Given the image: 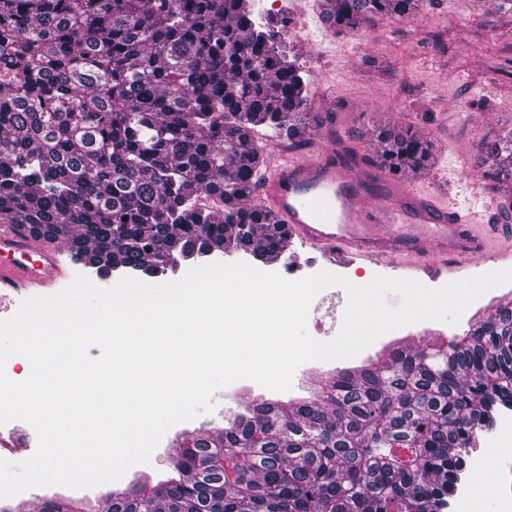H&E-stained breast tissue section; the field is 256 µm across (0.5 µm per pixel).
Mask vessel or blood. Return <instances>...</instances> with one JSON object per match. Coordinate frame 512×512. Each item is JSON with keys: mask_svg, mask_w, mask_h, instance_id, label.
Segmentation results:
<instances>
[{"mask_svg": "<svg viewBox=\"0 0 512 512\" xmlns=\"http://www.w3.org/2000/svg\"><path fill=\"white\" fill-rule=\"evenodd\" d=\"M254 194L269 223L288 228L275 261L314 254L331 267L368 263L399 278H468L474 262H494L485 238L512 244V225L497 199L464 213L412 183L381 178L335 144L259 158ZM59 242L37 240L0 220V292L21 299L56 294L68 276Z\"/></svg>", "mask_w": 512, "mask_h": 512, "instance_id": "b4317fda", "label": "vessel or blood"}]
</instances>
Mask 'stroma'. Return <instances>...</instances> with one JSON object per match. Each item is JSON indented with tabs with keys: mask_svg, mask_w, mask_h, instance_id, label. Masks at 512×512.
Instances as JSON below:
<instances>
[{
	"mask_svg": "<svg viewBox=\"0 0 512 512\" xmlns=\"http://www.w3.org/2000/svg\"><path fill=\"white\" fill-rule=\"evenodd\" d=\"M410 17H377L360 31L331 29L322 17L323 0H284L285 14L309 51L298 63L308 81L312 109L333 105L330 122L315 126L316 143L339 142L356 157L377 164L380 130L410 131L430 144L425 165L406 168L420 188L443 194L456 208L475 206L502 192L485 145L512 129V0H425ZM512 296V283L487 290L483 303L463 321L449 325L425 321L379 337L347 367L386 359L390 347L443 343L466 333L488 303ZM348 303L343 288L330 287L309 308L307 330L328 341L340 331ZM331 370L300 365L292 387L267 391V399L289 403L324 391ZM224 429L220 414L200 415L172 426L149 462L128 468L113 482L89 488L44 486L25 494L19 512H41L46 499L73 500L83 512H108L112 492L137 483L151 484L173 472L187 436Z\"/></svg>",
	"mask_w": 512,
	"mask_h": 512,
	"instance_id": "obj_1",
	"label": "stroma"
}]
</instances>
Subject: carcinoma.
I'll return each instance as SVG.
<instances>
[{
  "label": "carcinoma",
  "mask_w": 512,
  "mask_h": 512,
  "mask_svg": "<svg viewBox=\"0 0 512 512\" xmlns=\"http://www.w3.org/2000/svg\"><path fill=\"white\" fill-rule=\"evenodd\" d=\"M418 8L324 0L338 30ZM286 23H255L254 0H0V218L106 270L277 251L285 225L242 205L259 151L250 131L324 122ZM379 138L393 175L428 158L411 132ZM488 151L495 177L512 180V130ZM291 406L294 420L262 402L219 440L192 437L176 477L112 494L111 512H441L471 437L512 409V307L441 345L342 370Z\"/></svg>",
  "instance_id": "carcinoma-1"
}]
</instances>
